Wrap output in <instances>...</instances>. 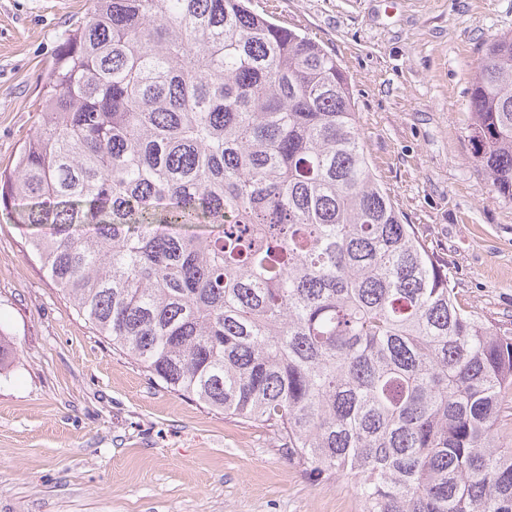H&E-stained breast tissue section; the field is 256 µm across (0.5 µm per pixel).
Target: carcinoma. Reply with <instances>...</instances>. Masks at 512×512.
<instances>
[{"label": "carcinoma", "mask_w": 512, "mask_h": 512, "mask_svg": "<svg viewBox=\"0 0 512 512\" xmlns=\"http://www.w3.org/2000/svg\"><path fill=\"white\" fill-rule=\"evenodd\" d=\"M42 89L0 207L100 335L360 512H512V334L403 223L336 56L251 0H91ZM469 94L511 204V34ZM497 434L500 447L512 448V396L504 399Z\"/></svg>", "instance_id": "carcinoma-1"}]
</instances>
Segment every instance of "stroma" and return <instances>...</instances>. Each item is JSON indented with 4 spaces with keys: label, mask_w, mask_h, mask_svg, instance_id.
<instances>
[{
    "label": "stroma",
    "mask_w": 512,
    "mask_h": 512,
    "mask_svg": "<svg viewBox=\"0 0 512 512\" xmlns=\"http://www.w3.org/2000/svg\"><path fill=\"white\" fill-rule=\"evenodd\" d=\"M333 53L364 149L404 223L448 265L458 303L512 329V204L471 153L470 80L512 0H253ZM88 0H0V168ZM0 512H359L271 429L181 396L79 316L0 211Z\"/></svg>",
    "instance_id": "1"
}]
</instances>
